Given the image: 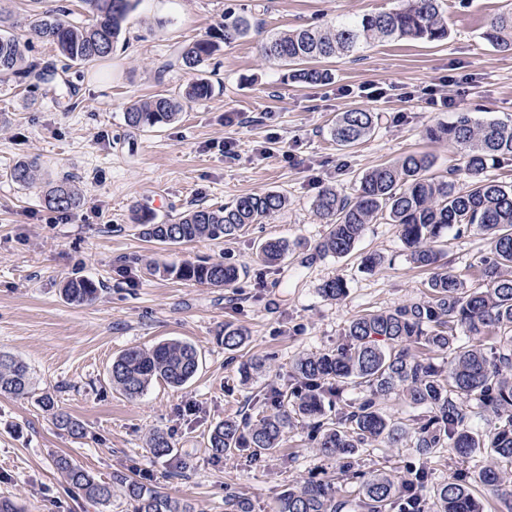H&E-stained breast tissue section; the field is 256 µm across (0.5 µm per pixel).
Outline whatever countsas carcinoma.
<instances>
[{
  "label": "carcinoma",
  "mask_w": 512,
  "mask_h": 512,
  "mask_svg": "<svg viewBox=\"0 0 512 512\" xmlns=\"http://www.w3.org/2000/svg\"><path fill=\"white\" fill-rule=\"evenodd\" d=\"M92 22L77 25L66 20V10L34 14L29 29L35 36L55 44L61 56L72 64H92L112 55L122 24L137 0H81ZM251 29L247 17L224 14L219 38L232 44ZM481 38L491 47L512 51V12L492 18ZM448 39V22L442 0H400L388 10L348 15L322 30L310 26L273 34L260 46L262 56L289 68L294 81L320 83L331 78L314 63L348 55L375 42L404 40L437 43ZM217 48L213 36L200 38L184 47L177 58L185 70L198 71ZM24 60L18 37L9 19L0 16V79L16 73ZM51 64L29 68L27 76L45 82L57 77ZM214 92L212 83L199 76L189 84L182 98L202 100ZM182 104L167 94H157L132 103L125 112L129 127L146 130L172 123ZM378 124V115L363 109L340 112L331 129L336 145L353 147L368 138ZM433 141H447L463 150L464 165L446 176L432 173L434 160L427 153H412L381 164L360 181L357 194L349 199L336 188L325 186L315 201L316 215L329 225L317 245L318 253L345 257L362 236L365 226L386 216L398 226L409 260L418 267H430L444 255L445 235L479 231L489 240V251L480 260V286L469 288L457 276L436 272L427 283L428 299L393 310L371 311L355 316L345 329V341L331 353L299 358L294 365L295 383L287 392L270 393L255 402L271 400L276 411L259 419L227 418L217 423L209 445L217 455L230 456L247 450L251 455L274 454L284 433L302 421L317 439L319 452L343 459L351 468L359 450L373 442L396 446L409 437L422 456L448 448L467 459L482 450L492 464L477 471L461 470L452 481L440 486L432 502L424 492L428 473L418 468L405 476L387 473H358L356 497L337 494L330 477L301 488L284 490L275 512H485L477 496L483 488L495 501L512 512V182L488 175L489 166L512 160V122L480 121L469 112H458L448 123L427 129ZM37 171L36 162L21 160L10 172L11 180L25 186ZM467 186H457L458 176ZM287 198L277 192L251 194L219 208L198 207L175 222H154L147 214H135L142 234L162 244L178 245L206 239L234 238L251 224H262L281 210ZM44 204L54 211H72L82 204L81 195L68 179L52 185ZM288 244L270 239L260 246L259 259L267 266L279 264ZM161 276L223 288L236 282L243 270L221 262L184 261L178 266L151 267ZM101 285L84 276L69 279L63 292L75 304L97 299ZM465 337H460L459 333ZM247 335L241 328L224 326V348L241 347ZM498 340L509 348L487 346ZM417 346L429 352L448 354V364L437 366L428 358L410 352ZM199 367L196 347L171 340L152 348H129L112 361V384L125 396L135 398L155 380L173 388L187 384ZM31 384L29 367L0 353V394L23 396ZM362 388L356 402L345 405L336 415L325 413V400L339 395L346 385ZM399 392L405 402L420 413L408 421L381 411L380 401ZM55 423L74 435L83 426L54 410ZM492 411L497 424L486 435L471 431L470 423ZM149 448L155 456L171 452L169 437L153 432ZM57 466L76 488L100 505L112 497L111 484L100 482L67 457ZM124 489L132 512H193L189 503L166 492L150 489L132 477L117 473L112 484Z\"/></svg>",
  "instance_id": "obj_1"
}]
</instances>
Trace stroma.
<instances>
[{
  "label": "stroma",
  "mask_w": 512,
  "mask_h": 512,
  "mask_svg": "<svg viewBox=\"0 0 512 512\" xmlns=\"http://www.w3.org/2000/svg\"><path fill=\"white\" fill-rule=\"evenodd\" d=\"M398 0H139L111 58L65 66L49 42L28 36L35 0H0L19 33L28 37L26 62L66 67L65 83L33 85L19 73L0 82V353L25 361L33 387L24 396L0 395V500L21 512H130L121 488L101 506L73 490L56 461L66 456L98 480L134 475L147 487L185 500L193 512H224L228 495L251 512H273L291 485L336 474V459L320 455L303 424L284 435L272 455L215 456L212 428L225 418H259L253 398L293 381L300 356L334 351L354 316L426 300L430 270L413 265L397 225H367L345 257L316 247L328 231L313 209L324 186L354 195L361 176L409 153L434 157V173L460 167L456 148L427 138L428 126L454 112L482 121L512 120V52L481 38L490 17L512 10V0H443L448 39L441 43L383 41L326 61L332 78L307 84L286 79V67L262 57L270 34L303 26L327 27L343 15L397 7ZM232 9L253 17L249 34L220 46L203 68L214 84L210 98L184 103L177 119L135 130L124 113L156 93L181 96L194 78L175 67L180 49L212 34ZM453 80L454 110L430 108L424 93ZM383 88L378 97L368 87ZM360 108L378 113L374 133L351 149L331 137L338 113ZM238 112L242 123L227 122ZM235 145L234 157L224 142ZM39 162L34 182L8 174L22 159ZM71 178L81 207L66 216L45 208L49 182ZM277 191L287 206L266 223L234 238L162 245L144 238L133 215L174 221L198 206L217 208L240 197ZM285 239L296 248L276 266L263 265L258 245ZM485 236H449L441 270L474 285ZM377 254L381 264L365 268ZM207 258L236 264L246 274L212 288L150 275L148 265H178ZM98 281L96 301L75 305L63 296L69 277ZM342 279L345 294L331 300L322 285ZM243 328L245 343L224 347L225 325ZM178 339L199 353L196 376L181 388L150 385L130 399L113 387L112 360L122 351ZM264 371L245 374L250 359ZM56 407L85 428L76 438L60 429L41 404ZM165 433L172 452L154 456L153 432ZM184 476H175L178 461ZM485 457L462 459L452 451L426 458L410 443L373 444L358 465L402 475L425 467L430 485L451 481Z\"/></svg>",
  "instance_id": "obj_1"
}]
</instances>
